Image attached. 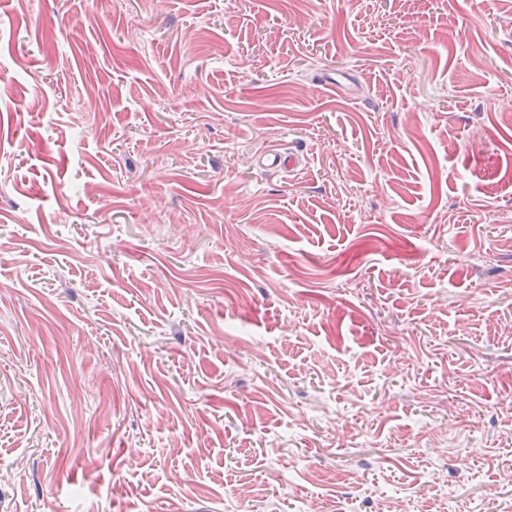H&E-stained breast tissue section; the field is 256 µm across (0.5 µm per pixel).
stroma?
Wrapping results in <instances>:
<instances>
[{"label":"stroma","instance_id":"1","mask_svg":"<svg viewBox=\"0 0 512 512\" xmlns=\"http://www.w3.org/2000/svg\"><path fill=\"white\" fill-rule=\"evenodd\" d=\"M0 73V512H512V0H0ZM258 164L268 169L291 172L298 166L299 161L291 154H288L287 160V157L283 156L277 148L271 147L260 153Z\"/></svg>","mask_w":512,"mask_h":512}]
</instances>
